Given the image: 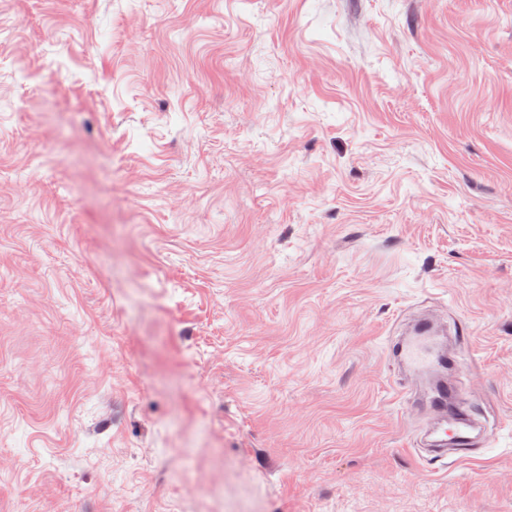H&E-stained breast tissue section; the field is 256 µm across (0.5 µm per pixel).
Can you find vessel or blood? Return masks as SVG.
I'll return each instance as SVG.
<instances>
[{
  "label": "vessel or blood",
  "instance_id": "obj_1",
  "mask_svg": "<svg viewBox=\"0 0 512 512\" xmlns=\"http://www.w3.org/2000/svg\"><path fill=\"white\" fill-rule=\"evenodd\" d=\"M443 333L435 320L422 316L414 319L390 346V355L399 367L431 379L427 400L436 416L430 450L435 461L466 455L477 440L479 426L474 410L452 399L447 374L459 366L460 358L458 353L435 346V337Z\"/></svg>",
  "mask_w": 512,
  "mask_h": 512
}]
</instances>
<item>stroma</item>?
<instances>
[{
    "mask_svg": "<svg viewBox=\"0 0 512 512\" xmlns=\"http://www.w3.org/2000/svg\"><path fill=\"white\" fill-rule=\"evenodd\" d=\"M0 512H512V0H0ZM430 317H418L390 346V356L396 364L413 374L429 376L431 384L427 401L436 416L431 431L433 436L429 460L442 461L449 456L458 458L468 454L477 441L479 420L474 410L452 400L453 387L448 385V373L460 364L457 352L434 345L435 336L445 334Z\"/></svg>",
    "mask_w": 512,
    "mask_h": 512,
    "instance_id": "obj_1",
    "label": "stroma"
}]
</instances>
